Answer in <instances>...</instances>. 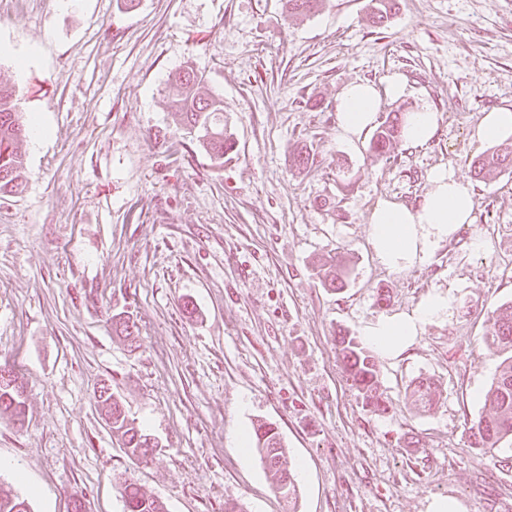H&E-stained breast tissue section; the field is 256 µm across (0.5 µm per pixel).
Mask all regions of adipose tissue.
Instances as JSON below:
<instances>
[{
  "label": "adipose tissue",
  "instance_id": "ef3b65f1",
  "mask_svg": "<svg viewBox=\"0 0 512 512\" xmlns=\"http://www.w3.org/2000/svg\"><path fill=\"white\" fill-rule=\"evenodd\" d=\"M378 106L379 93L373 85L348 84L338 103L343 136H360L374 122ZM428 181L429 187L418 207L412 209L381 199L372 210V242L379 259L387 266L398 267L424 259L439 240L471 220L475 197L468 183L445 169L432 171ZM447 313V297L432 295L414 315L379 319L367 327L364 336L378 353L391 357L418 336L424 324Z\"/></svg>",
  "mask_w": 512,
  "mask_h": 512
}]
</instances>
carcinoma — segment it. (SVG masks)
I'll return each instance as SVG.
<instances>
[{"label":"carcinoma","mask_w":512,"mask_h":512,"mask_svg":"<svg viewBox=\"0 0 512 512\" xmlns=\"http://www.w3.org/2000/svg\"><path fill=\"white\" fill-rule=\"evenodd\" d=\"M324 0H284L289 18L310 16L323 5ZM393 0H374L369 22L382 27L390 18ZM203 74L187 66L174 74L172 110L179 116L180 125L197 141L210 159L224 163V154L232 150L234 143L224 131V100L202 90ZM25 139V123L17 111L15 89L0 83V194L15 193L20 187L24 169V155L20 144ZM403 141L400 119L388 116L376 129L371 148L380 156L389 157ZM313 164V155L305 144L292 152V166L305 170ZM475 174L488 180L499 173L512 171V142L507 140L488 154L473 161ZM324 285L332 291L343 290L349 280V268L341 259L324 264ZM493 322L491 335L483 339L487 351L501 358L496 377L484 393V412L471 426V447L478 455L494 466L508 463L497 455L501 444L512 441V302L504 303L490 311ZM112 331L133 344L136 342L134 325L122 317H112ZM338 351L347 381L351 382L362 398L363 404L378 413L386 411L374 356L360 347L355 338L341 336ZM25 386L18 377L0 369V416L7 415L15 423L24 422ZM406 396L420 411L431 409L438 400L437 388L427 379L418 380L406 388ZM98 405L112 434L122 443L133 459H145L155 447L149 436L142 433L125 410L121 400L110 388L99 390ZM254 448L259 454L265 474L273 490L287 503L288 512H296L299 486L288 460V448L277 428L257 421L253 424ZM126 512H166L164 503L153 494L134 483H124L120 488ZM0 512H31L27 500L10 487L0 484Z\"/></svg>","instance_id":"carcinoma-1"}]
</instances>
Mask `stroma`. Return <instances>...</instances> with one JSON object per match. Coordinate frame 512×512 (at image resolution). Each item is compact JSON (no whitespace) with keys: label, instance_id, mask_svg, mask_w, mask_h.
<instances>
[{"label":"stroma","instance_id":"35a3bbf8","mask_svg":"<svg viewBox=\"0 0 512 512\" xmlns=\"http://www.w3.org/2000/svg\"><path fill=\"white\" fill-rule=\"evenodd\" d=\"M370 0H325L288 19L281 0H0V81L42 135L22 149L24 189L0 194V368L25 385L26 421L0 417V482L32 512H124L119 485L168 512H286L239 433L275 424L296 467L298 512H512L507 466L485 465L469 428L499 358L488 313L512 301V173L477 181L490 150L472 134L512 107V0H399L386 28ZM191 65L224 100L235 140L214 163L177 125L172 75ZM402 98L386 95L392 76ZM380 90L378 117L427 106L428 142L375 156L346 141L338 97ZM304 141L310 169L292 168ZM437 167L472 184L476 206L421 261L381 263L378 199L417 207ZM352 260L333 293L319 256ZM431 294L447 316L399 355L378 357L388 411L366 410L336 350ZM134 321L136 345L112 331ZM441 392L415 410L412 380ZM109 385L158 446L129 458L97 407ZM25 483H18L17 473Z\"/></svg>","mask_w":512,"mask_h":512}]
</instances>
